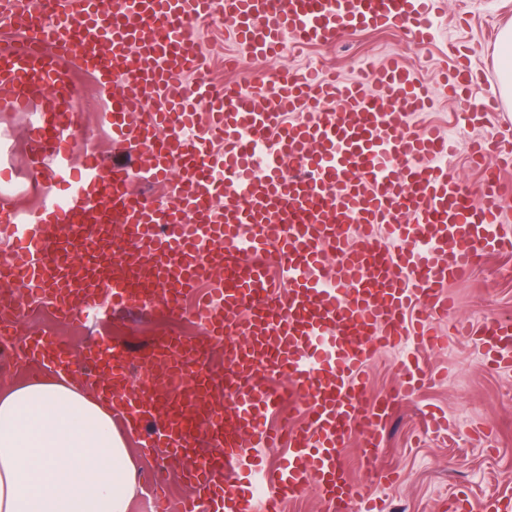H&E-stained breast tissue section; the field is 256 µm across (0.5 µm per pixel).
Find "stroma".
I'll return each instance as SVG.
<instances>
[{
    "instance_id": "35a3bbf8",
    "label": "stroma",
    "mask_w": 512,
    "mask_h": 512,
    "mask_svg": "<svg viewBox=\"0 0 512 512\" xmlns=\"http://www.w3.org/2000/svg\"><path fill=\"white\" fill-rule=\"evenodd\" d=\"M511 24L512 0H440L429 44H420L391 26L346 34L332 46H293L272 61L244 56L233 70L224 66L225 56L236 51L226 37L224 23L202 30L200 38L207 77L214 82L239 79L248 73L271 75L282 69L305 72L320 64L351 77L366 66L396 59L437 90L442 87L444 72L454 66L448 47L456 45L467 57L474 76L468 104L444 101L437 111L415 114L412 123L453 137L456 153L447 167L462 185L474 189L481 174L468 161L471 143L492 137L512 139V108L501 107L491 123L469 118L472 106L499 94L497 40L500 31ZM78 77L83 91L76 105L82 128L91 137L85 151L110 155L111 135L101 125L99 115L111 99L101 93L93 75L82 71ZM32 120L29 112H0L2 186L19 190L34 180L27 158ZM85 151H72L70 166L80 167ZM447 291L456 301L454 319L477 327L490 318L512 320V256L486 255L474 273L453 281ZM14 294L20 304L17 330L13 335L0 336V346L20 347L30 330L57 332L70 347L76 369L81 366L85 348L101 333L132 348L145 347L157 336L200 334L190 315L171 316L158 309L134 318L115 316L99 326L90 321L70 331L26 289H15ZM411 357L422 362L424 385L391 407L373 453H366L360 434H352L341 450L350 474L364 478L370 467L382 474L391 473V481L365 486L380 512H455L456 498L462 492L472 502L492 496L512 497V367L491 365L473 336H451L432 349L421 347L412 337L404 347L378 352L369 363L365 380L368 395L397 392L402 361ZM128 440L138 480L131 512H155L151 485L159 479L170 487L167 512H180V503L191 489L180 480L179 461L161 448L150 455L141 453L135 446L136 435H129Z\"/></svg>"
}]
</instances>
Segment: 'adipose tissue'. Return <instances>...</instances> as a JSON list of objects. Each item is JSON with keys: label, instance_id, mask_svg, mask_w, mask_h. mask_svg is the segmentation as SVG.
Here are the masks:
<instances>
[{"label": "adipose tissue", "instance_id": "adipose-tissue-1", "mask_svg": "<svg viewBox=\"0 0 512 512\" xmlns=\"http://www.w3.org/2000/svg\"><path fill=\"white\" fill-rule=\"evenodd\" d=\"M136 493L112 409L69 372L0 388V512H129Z\"/></svg>", "mask_w": 512, "mask_h": 512}]
</instances>
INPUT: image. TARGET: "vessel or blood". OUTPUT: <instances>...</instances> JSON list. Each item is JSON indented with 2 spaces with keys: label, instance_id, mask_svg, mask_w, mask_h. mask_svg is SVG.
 I'll use <instances>...</instances> for the list:
<instances>
[{
  "label": "vessel or blood",
  "instance_id": "vessel-or-blood-1",
  "mask_svg": "<svg viewBox=\"0 0 512 512\" xmlns=\"http://www.w3.org/2000/svg\"><path fill=\"white\" fill-rule=\"evenodd\" d=\"M436 0H48L46 19L31 25L14 0H0V29L19 30L26 44L0 45V112H26L41 102L31 131L33 172L60 186L58 199L28 213L0 205V238L12 244L0 262V284L20 285L75 321L111 294L116 312L160 308L181 312V299L213 269L224 278L219 300L194 315L208 336L224 340V389L230 412L204 401L212 375L200 342L162 336L138 354L113 344L88 346L84 370L96 393L122 411L121 425L153 429L141 449L181 455L193 493L181 512H282L284 501L318 485L335 512H360V483L340 458L352 433L377 448V432L397 395L368 396L367 364L404 343L407 310L420 345L443 340L452 297L444 290L473 271L485 252L512 250L504 232L501 174L512 147L485 140L472 160L482 171L473 198L444 167L450 138L414 128L431 90L393 62L353 79L333 73L282 72L244 77L223 87L201 82L174 96L173 84L200 72L197 21L222 10L234 44L254 59L280 55L288 43L326 46L356 31L401 26L427 42ZM93 74L112 101L102 120L118 149L141 148L148 179L167 180L178 166L170 202L132 187L129 165L88 154L79 173L68 165L80 125L72 110L74 70ZM473 75L458 63L444 87L464 98ZM122 225L114 236L113 225ZM389 225L390 239L375 227ZM275 249L287 289L267 276ZM334 263H327V254ZM244 343H233L235 335ZM486 357L512 364V322L478 331ZM33 369L67 368L66 351L33 335L19 351ZM157 371L167 389L120 384L133 365ZM288 375L305 419L286 432L265 430L280 400L265 381ZM208 433L210 449L199 448ZM287 447V461L256 502L259 449ZM237 471V482H224Z\"/></svg>",
  "mask_w": 512,
  "mask_h": 512
}]
</instances>
